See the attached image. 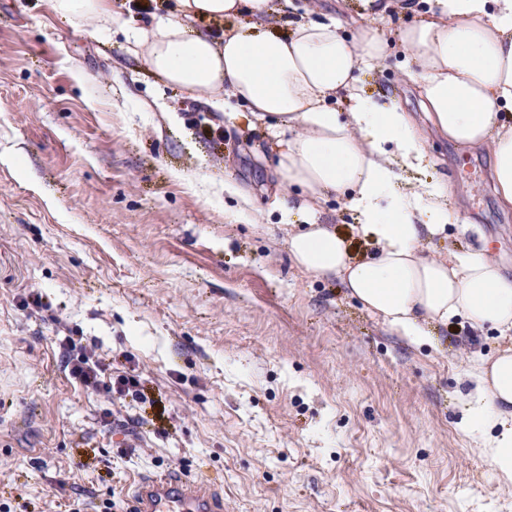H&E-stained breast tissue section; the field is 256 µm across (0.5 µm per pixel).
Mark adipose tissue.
I'll return each mask as SVG.
<instances>
[{
    "label": "adipose tissue",
    "mask_w": 512,
    "mask_h": 512,
    "mask_svg": "<svg viewBox=\"0 0 512 512\" xmlns=\"http://www.w3.org/2000/svg\"><path fill=\"white\" fill-rule=\"evenodd\" d=\"M74 28L113 19V0H52ZM420 22L404 28L410 78L435 128L460 146H487L503 206L512 207V0H427ZM177 19L130 25L125 37L153 76L204 101L246 104L272 120L282 181L306 193L277 203L281 221L307 211L290 234L295 265L338 277L349 295L392 329L419 343L434 324L464 318L473 332L512 333V276L490 250L436 257L429 238L461 216L447 186L414 178L426 160L411 115L366 95L358 71L374 68L385 43L371 29L343 37L335 19L285 17L277 0H177ZM231 22L223 38L187 21ZM352 102L339 111L340 96ZM343 195L369 257L352 260L347 240L319 221L312 200ZM465 425L485 433L483 454L499 484L512 486V347L469 375Z\"/></svg>",
    "instance_id": "1"
}]
</instances>
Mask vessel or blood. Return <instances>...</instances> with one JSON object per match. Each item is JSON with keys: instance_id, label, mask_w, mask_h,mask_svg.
Here are the masks:
<instances>
[{"instance_id": "obj_1", "label": "vessel or blood", "mask_w": 512, "mask_h": 512, "mask_svg": "<svg viewBox=\"0 0 512 512\" xmlns=\"http://www.w3.org/2000/svg\"><path fill=\"white\" fill-rule=\"evenodd\" d=\"M134 512H224V501L201 480L157 474L133 489Z\"/></svg>"}]
</instances>
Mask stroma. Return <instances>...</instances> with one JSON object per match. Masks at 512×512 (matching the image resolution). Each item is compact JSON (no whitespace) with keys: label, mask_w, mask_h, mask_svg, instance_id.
<instances>
[{"label":"stroma","mask_w":512,"mask_h":512,"mask_svg":"<svg viewBox=\"0 0 512 512\" xmlns=\"http://www.w3.org/2000/svg\"><path fill=\"white\" fill-rule=\"evenodd\" d=\"M292 4L347 37L361 24V0ZM173 6L117 0L112 24L86 31L51 0H0V512H132L135 483L164 471L206 481L224 512H512L463 423L468 373L512 341L456 318L418 345L335 276L299 270L266 123L225 117L126 52L122 26ZM427 10L374 22L388 53L360 86L411 112L419 176L442 178L464 218L430 251L487 247L512 274L490 151L431 130L404 75L397 34ZM228 181L258 223L235 220ZM318 211L368 254L344 198ZM60 336L139 374L146 402L85 391Z\"/></svg>","instance_id":"1"}]
</instances>
